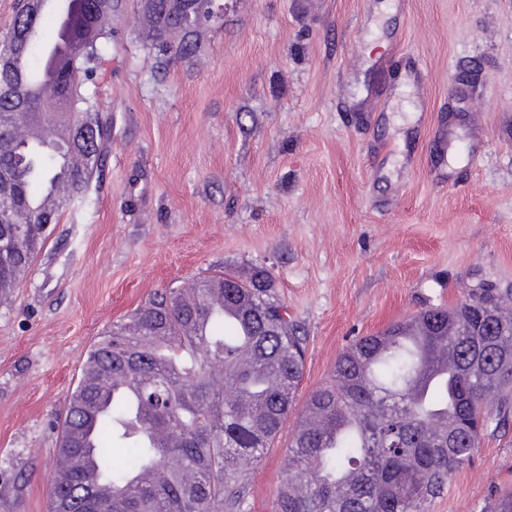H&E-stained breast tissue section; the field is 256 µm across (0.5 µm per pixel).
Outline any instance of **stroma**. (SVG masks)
Returning <instances> with one entry per match:
<instances>
[{"label": "stroma", "instance_id": "obj_1", "mask_svg": "<svg viewBox=\"0 0 512 512\" xmlns=\"http://www.w3.org/2000/svg\"><path fill=\"white\" fill-rule=\"evenodd\" d=\"M185 57L120 0L89 200L0 296V512H48L59 415L100 334L206 272L269 273L308 338L298 401L353 340L512 288V0H231ZM290 429L247 473L274 512ZM512 489V423L429 512Z\"/></svg>", "mask_w": 512, "mask_h": 512}]
</instances>
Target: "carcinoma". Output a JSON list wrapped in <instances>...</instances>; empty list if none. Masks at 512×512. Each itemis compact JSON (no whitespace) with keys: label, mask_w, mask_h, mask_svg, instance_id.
I'll return each mask as SVG.
<instances>
[{"label":"carcinoma","mask_w":512,"mask_h":512,"mask_svg":"<svg viewBox=\"0 0 512 512\" xmlns=\"http://www.w3.org/2000/svg\"><path fill=\"white\" fill-rule=\"evenodd\" d=\"M112 0L71 21L67 105L46 90L25 42H0V293L15 287L105 160L106 124L87 89L112 41ZM153 46L188 55L208 24L177 0L142 9ZM27 112L43 138L19 135ZM62 184L55 208L33 202ZM512 289L474 288L447 307L396 320L348 345L306 399L286 448L276 512H429L490 426L512 420ZM307 336L270 277L216 270L146 300L92 344L61 420L50 512H244L245 467L261 462L292 414ZM110 373L134 394L100 392ZM502 393L496 407L483 392ZM106 400L89 418L85 407ZM94 448L95 467L77 463ZM130 455L112 466V450Z\"/></svg>","instance_id":"carcinoma-1"}]
</instances>
